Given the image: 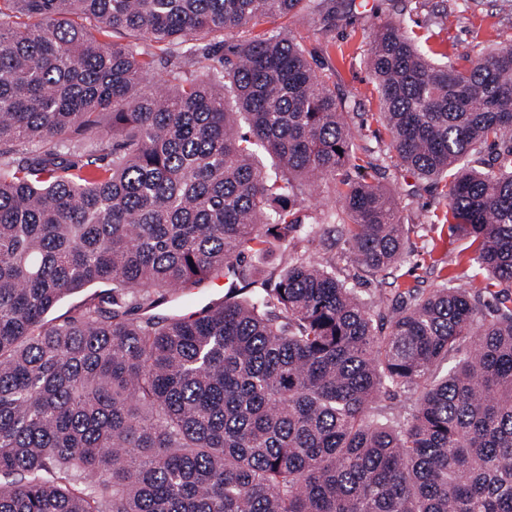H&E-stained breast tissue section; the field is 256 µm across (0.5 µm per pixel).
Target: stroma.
Listing matches in <instances>:
<instances>
[{
    "label": "stroma",
    "instance_id": "stroma-1",
    "mask_svg": "<svg viewBox=\"0 0 512 512\" xmlns=\"http://www.w3.org/2000/svg\"><path fill=\"white\" fill-rule=\"evenodd\" d=\"M336 8L341 19L327 30L277 17L264 19L256 30L285 28L302 36L318 72L330 77L337 93L346 98L349 121L358 131L356 152L361 159L349 173L354 179L383 185L394 195L405 226L404 258L390 277L372 275L350 259L335 224L326 225L322 240L312 250L369 301L391 294L397 284L427 293L442 284L433 260L454 269L465 240L446 225H430V218L444 208L438 190L397 162L388 131L374 118L379 99L365 64L369 32L373 25L403 15L414 32L429 35L434 50L461 64L485 53L491 40L512 42V0H336Z\"/></svg>",
    "mask_w": 512,
    "mask_h": 512
}]
</instances>
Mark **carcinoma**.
I'll use <instances>...</instances> for the list:
<instances>
[{"label": "carcinoma", "mask_w": 512, "mask_h": 512, "mask_svg": "<svg viewBox=\"0 0 512 512\" xmlns=\"http://www.w3.org/2000/svg\"><path fill=\"white\" fill-rule=\"evenodd\" d=\"M303 12L341 18L0 0V512H512V44L458 66L401 20L372 33L375 120L480 279L375 310L307 247L264 279L243 262L326 224L373 275L403 257L391 192L343 173L349 110L302 37L250 33ZM316 176L341 211L292 206ZM218 273L223 297L167 312ZM400 392L392 421L376 403Z\"/></svg>", "instance_id": "cac0c4a2"}]
</instances>
